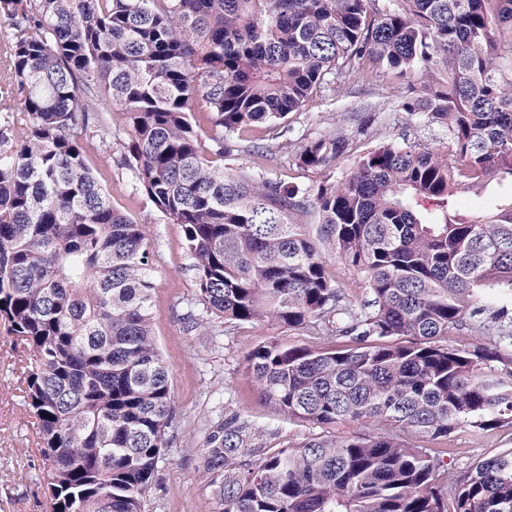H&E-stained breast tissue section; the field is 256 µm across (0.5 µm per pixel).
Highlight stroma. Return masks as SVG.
Here are the masks:
<instances>
[{
	"label": "stroma",
	"instance_id": "1",
	"mask_svg": "<svg viewBox=\"0 0 512 512\" xmlns=\"http://www.w3.org/2000/svg\"><path fill=\"white\" fill-rule=\"evenodd\" d=\"M414 92L370 60L344 83L325 87L300 111L284 120L225 132L235 150L224 159L225 171L259 167L271 177L299 188L336 182L383 142L426 148L447 154L452 144L442 127L403 111ZM333 132L348 141L347 151L329 170L299 166L301 143ZM128 128H121L111 154L90 153L88 165L113 205L139 225L153 267L151 324L172 392L171 446L164 451L146 494L147 512H217L203 469L201 450L207 428L220 412L236 414L266 448H279L319 433V426L288 420L262 395L246 367V356L260 341L287 336L307 343L304 332H283L270 322L211 330L188 327L187 312L203 315L196 272L181 225L165 218L135 182L122 161ZM512 196V180L495 176L478 191L456 198L459 211L482 215ZM28 352L12 344L0 325V512H49L37 438V419L17 388L22 360ZM402 443L426 449L444 461L449 480L469 474L481 461L512 450V425L474 431L468 428L431 439L405 434Z\"/></svg>",
	"mask_w": 512,
	"mask_h": 512
}]
</instances>
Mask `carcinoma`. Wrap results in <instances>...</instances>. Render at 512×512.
<instances>
[{
	"mask_svg": "<svg viewBox=\"0 0 512 512\" xmlns=\"http://www.w3.org/2000/svg\"><path fill=\"white\" fill-rule=\"evenodd\" d=\"M371 4L0 0V112L27 114L0 129V321L29 351L22 393L51 512H145L169 446L149 255L87 164L91 150L112 153L114 111L130 129L124 165L182 226L207 315L325 339L256 345L246 363L262 394L290 420L379 429L271 451L219 415L201 449L218 512H512V450L450 485L438 459L397 441L512 424V301L487 292L512 290V202L455 209L458 193L512 178L499 56L512 0ZM367 56L419 84L404 109L455 150L383 143L311 190L201 154L189 113L216 114L222 158L224 130L285 119ZM345 148L330 132L297 159L327 170ZM319 242L362 274V305L332 283ZM492 327L494 346L445 344Z\"/></svg>",
	"mask_w": 512,
	"mask_h": 512,
	"instance_id": "cac0c4a2",
	"label": "carcinoma"
}]
</instances>
